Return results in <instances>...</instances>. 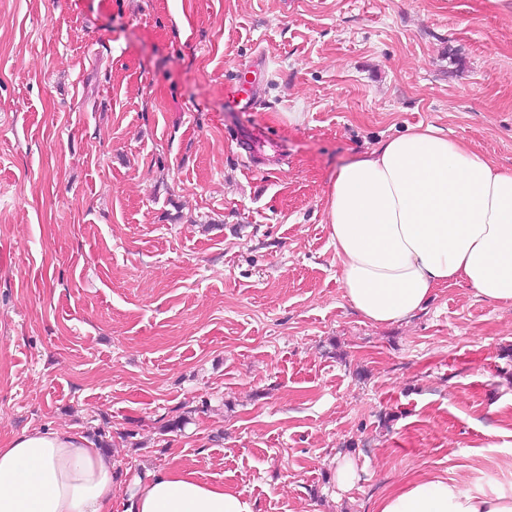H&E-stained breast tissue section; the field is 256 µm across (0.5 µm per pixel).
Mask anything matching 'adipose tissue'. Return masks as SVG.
I'll use <instances>...</instances> for the list:
<instances>
[{
	"label": "adipose tissue",
	"instance_id": "ef3b65f1",
	"mask_svg": "<svg viewBox=\"0 0 512 512\" xmlns=\"http://www.w3.org/2000/svg\"><path fill=\"white\" fill-rule=\"evenodd\" d=\"M343 296L375 324L422 310L436 288L463 282L512 303V168L417 127L341 166L325 208ZM112 461L69 430H35L0 448V512H112ZM135 512H252L239 493L196 472L162 469ZM376 512H512V492L473 493L420 479Z\"/></svg>",
	"mask_w": 512,
	"mask_h": 512
}]
</instances>
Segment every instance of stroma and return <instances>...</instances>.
I'll list each match as a JSON object with an SVG mask.
<instances>
[{
  "mask_svg": "<svg viewBox=\"0 0 512 512\" xmlns=\"http://www.w3.org/2000/svg\"><path fill=\"white\" fill-rule=\"evenodd\" d=\"M420 125L512 167V0H0V445L104 433L112 512L170 467L253 512L511 490L512 303L343 297L328 179Z\"/></svg>",
  "mask_w": 512,
  "mask_h": 512,
  "instance_id": "35a3bbf8",
  "label": "stroma"
}]
</instances>
